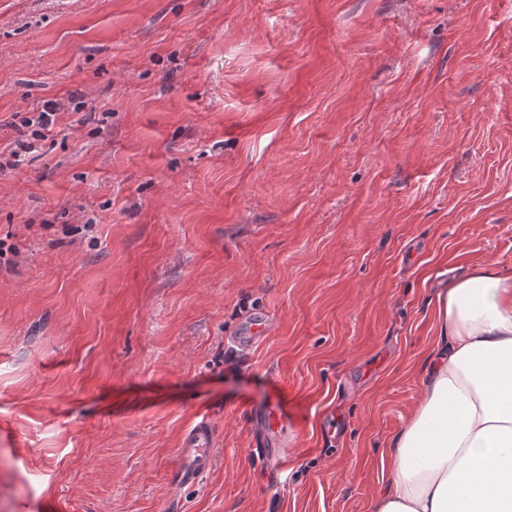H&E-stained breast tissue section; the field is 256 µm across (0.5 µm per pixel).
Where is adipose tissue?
Instances as JSON below:
<instances>
[{
  "label": "adipose tissue",
  "mask_w": 512,
  "mask_h": 512,
  "mask_svg": "<svg viewBox=\"0 0 512 512\" xmlns=\"http://www.w3.org/2000/svg\"><path fill=\"white\" fill-rule=\"evenodd\" d=\"M436 305L443 341L372 512H512V272L478 265Z\"/></svg>",
  "instance_id": "ef3b65f1"
}]
</instances>
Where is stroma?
Listing matches in <instances>:
<instances>
[{"mask_svg": "<svg viewBox=\"0 0 512 512\" xmlns=\"http://www.w3.org/2000/svg\"><path fill=\"white\" fill-rule=\"evenodd\" d=\"M49 102L0 175V512H371L438 288L512 272V0H0V153ZM38 113L39 115L34 119L25 117L20 124L24 128L37 127L30 132V136L33 138L45 137L46 133L52 130L56 121L57 112L53 103L45 104L42 112ZM261 424L267 433L276 436L288 427V415L279 403L270 405L260 416ZM213 450L210 426L206 423L199 424L187 437L185 448H180L183 461L180 472L182 479L193 481L207 470L211 464Z\"/></svg>", "mask_w": 512, "mask_h": 512, "instance_id": "obj_1", "label": "stroma"}]
</instances>
